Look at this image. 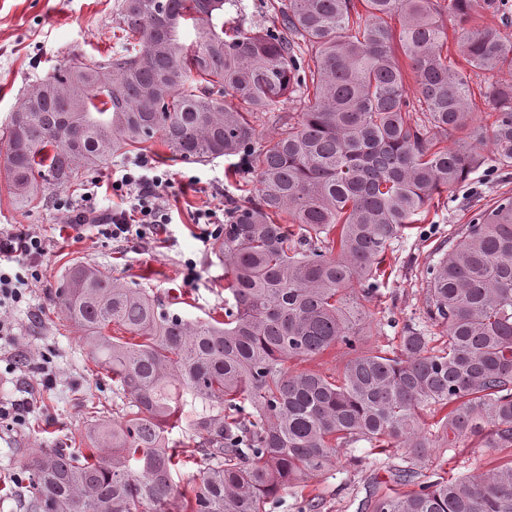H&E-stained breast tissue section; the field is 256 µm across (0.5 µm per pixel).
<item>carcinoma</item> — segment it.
<instances>
[{
    "label": "carcinoma",
    "instance_id": "1",
    "mask_svg": "<svg viewBox=\"0 0 512 512\" xmlns=\"http://www.w3.org/2000/svg\"><path fill=\"white\" fill-rule=\"evenodd\" d=\"M228 6L238 0H120L121 50L59 68L12 113L5 168L22 207L150 141L173 161H256L254 192L229 201L214 243L224 320L188 318L94 265L68 268L56 304L121 411L85 408V450L33 453L26 512H265L360 442L403 462L361 512H512V458L427 473L437 448L512 450V196L478 210L426 268L424 314L442 347L409 325L396 345L364 342V302L393 243L476 171L512 167V36L471 25L493 14L506 26L512 5L271 0L270 26L230 34ZM478 71L498 77L488 126ZM284 102L262 138L257 120ZM338 344L332 374L288 368ZM175 429L192 447L170 445Z\"/></svg>",
    "mask_w": 512,
    "mask_h": 512
}]
</instances>
